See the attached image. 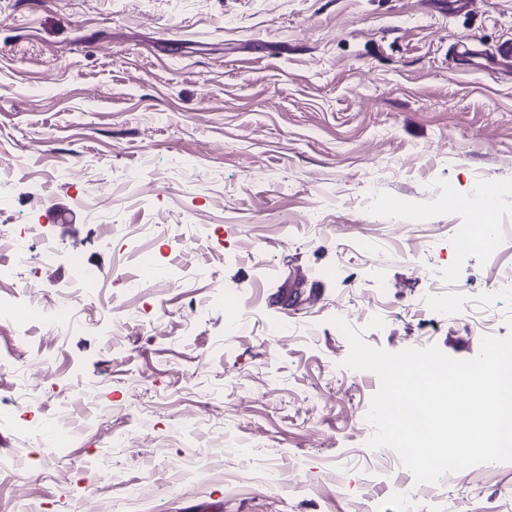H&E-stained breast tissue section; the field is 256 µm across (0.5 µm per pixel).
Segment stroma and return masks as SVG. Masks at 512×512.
<instances>
[{
    "label": "stroma",
    "mask_w": 512,
    "mask_h": 512,
    "mask_svg": "<svg viewBox=\"0 0 512 512\" xmlns=\"http://www.w3.org/2000/svg\"><path fill=\"white\" fill-rule=\"evenodd\" d=\"M507 38L512 0H0V161L15 173L0 224H39L56 242L40 295L68 293L77 255L139 277L126 241L100 249L85 200L156 225L140 251L183 275L178 288L92 287L82 329L55 337L26 319L20 253L0 250L14 270L0 296L16 299L0 360L24 358L36 393L8 402L16 379L0 374V512H398L418 485L363 438L379 379L331 373L349 351L332 318L340 299L375 308L384 326L369 345L460 360L478 354L482 328L511 331L502 304L474 299L512 266V194L497 200V251L457 247L465 200L512 184V67L489 60ZM144 170L154 187L141 203L121 185ZM318 224L341 225L340 238ZM363 237L370 252L338 246ZM419 266L449 271L462 312H417ZM217 290L251 302L248 333L226 335L221 304L193 322L190 301ZM107 304L141 311L117 356ZM270 321L287 335L267 338ZM142 432L150 447L114 448ZM277 466L290 479L272 487ZM435 490L427 512H512V463Z\"/></svg>",
    "instance_id": "35a3bbf8"
}]
</instances>
